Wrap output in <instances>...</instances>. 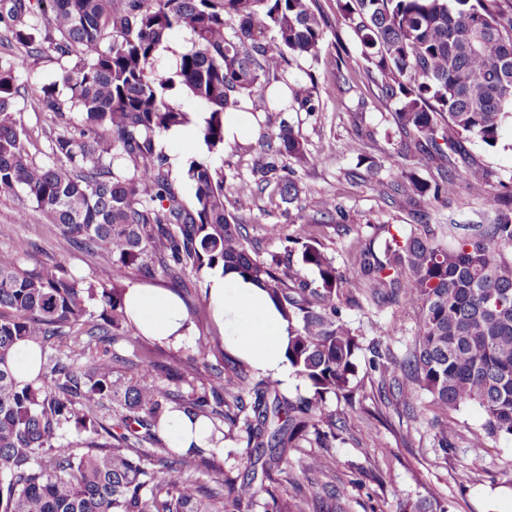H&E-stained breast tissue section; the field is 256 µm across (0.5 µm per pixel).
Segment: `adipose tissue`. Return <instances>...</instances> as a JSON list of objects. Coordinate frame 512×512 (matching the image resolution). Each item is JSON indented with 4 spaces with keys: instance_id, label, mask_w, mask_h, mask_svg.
<instances>
[{
    "instance_id": "obj_1",
    "label": "adipose tissue",
    "mask_w": 512,
    "mask_h": 512,
    "mask_svg": "<svg viewBox=\"0 0 512 512\" xmlns=\"http://www.w3.org/2000/svg\"><path fill=\"white\" fill-rule=\"evenodd\" d=\"M209 306L224 335V346L252 367L279 381H287L288 324L256 283L215 269L207 276ZM128 319L140 333L158 343L178 345L187 336V313L171 293L142 285L125 296ZM170 447L188 450L208 447L207 421L172 416L162 429Z\"/></svg>"
}]
</instances>
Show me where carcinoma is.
Listing matches in <instances>:
<instances>
[{
  "instance_id": "obj_1",
  "label": "carcinoma",
  "mask_w": 512,
  "mask_h": 512,
  "mask_svg": "<svg viewBox=\"0 0 512 512\" xmlns=\"http://www.w3.org/2000/svg\"><path fill=\"white\" fill-rule=\"evenodd\" d=\"M0 25V40L27 55L68 60L58 81L22 84L15 59L0 55V195L26 194L69 244L101 259L86 278L60 262L21 264L24 240L0 252V512H241L258 494L255 476H231L215 451H175L160 438L162 423L173 412L209 421L214 445L232 436L262 450L251 465L267 479L302 441L332 447L340 416L328 402L351 408L361 390L362 345L342 306L364 292L378 306L416 310L401 359L378 338L368 344L379 399L386 390L426 396L438 410L433 444L445 454L456 436L448 413L467 403L485 413L471 452L512 436V189L496 196L493 220L469 232L385 225L382 244L357 250L342 269L313 233L332 218L333 200L301 236L263 225L282 246L263 258L245 217L253 194L242 190L229 202L224 169L208 158L173 174L160 147L189 122L168 98L173 84L209 112L201 137L208 153H221L224 113L246 97L267 107L288 61L316 57L344 25L361 46L358 68L397 104V153L439 171L432 183L409 173L400 190L416 203L446 204L468 172V192L483 197L489 180L472 170L465 143L494 148L512 123V16L500 0H0ZM176 31L189 35V48L165 70L160 47ZM290 90L298 109L316 111L310 86ZM19 97L49 114L42 160L30 151ZM257 144V190L298 205L296 170L279 160L306 168L318 157L284 121L261 131ZM117 266L146 279L160 271L175 283L219 267L259 283L288 321V363L310 383L309 395L287 398L271 378H251L243 361L224 376L208 344L192 359L205 368L194 373L200 390L183 392L186 375L131 338ZM122 340L140 367L127 377L116 375L111 350ZM23 341L40 349L39 374L26 384L13 370ZM107 408L109 426L96 417ZM72 427L83 435L79 452L58 445ZM175 468L222 477L228 497L170 477ZM267 494L270 512H313L318 496L313 486L290 498ZM401 512L448 508L428 490Z\"/></svg>"
}]
</instances>
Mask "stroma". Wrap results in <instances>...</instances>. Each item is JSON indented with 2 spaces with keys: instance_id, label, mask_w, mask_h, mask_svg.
I'll use <instances>...</instances> for the list:
<instances>
[{
  "instance_id": "35a3bbf8",
  "label": "stroma",
  "mask_w": 512,
  "mask_h": 512,
  "mask_svg": "<svg viewBox=\"0 0 512 512\" xmlns=\"http://www.w3.org/2000/svg\"><path fill=\"white\" fill-rule=\"evenodd\" d=\"M360 52L353 34L339 29L337 37L327 38L317 59L290 61L284 73L292 84L314 80L315 112L291 109L258 114L260 124L270 129H277L283 121L294 126L308 151L319 158L316 166L296 173L301 188L299 209L286 210L279 196L269 191L254 197L246 219L263 257L280 253L281 245L263 236L262 225L280 224L286 234H298L302 218L319 215L328 199L335 200L341 212L321 226L320 240L342 267L360 246L379 243L381 228L387 224L405 228L419 222L461 226L489 223L495 213L493 192L512 183L509 125L497 147L478 141L468 145L477 169L489 176L491 195L474 197L462 186L447 205L417 207L402 194H384L383 186L403 182L406 172L425 182L437 179L438 173L427 160L396 155L399 133L395 104L379 99L363 82H344V73L356 68ZM258 136L254 130L227 144L217 159L224 167L228 199H235L241 188L252 183L251 148ZM357 142L362 143V151H354ZM371 160L377 163L372 170L367 167ZM22 211L27 212V221L16 223ZM18 238L30 244L28 253L21 257L22 264L57 261L79 277L92 276L96 271V259L71 248L57 227L42 223L25 195H0V252L11 250ZM343 316L364 339L384 337L397 357L404 354L415 322L411 310L380 307L366 300L344 307ZM221 338L214 319L204 318L200 325L191 327L187 341L164 347V360L172 368L188 370L199 344H214ZM357 365L363 398L354 408L340 407L345 424L333 443L325 470L307 471L306 464L318 448L302 443L289 449L287 464L274 472L272 490L293 496L300 488L314 485L321 512H399L403 502L418 499L429 487L447 502L448 512H512V438L490 442L478 460L468 451L472 435L484 422L478 405H465L453 412L458 435L454 448L444 453L433 446L428 425L432 411L421 409L410 414L403 398L394 396L384 407L382 419L373 418L379 371L365 349L359 351ZM340 485L346 487L347 494L338 498L334 491Z\"/></svg>"
}]
</instances>
